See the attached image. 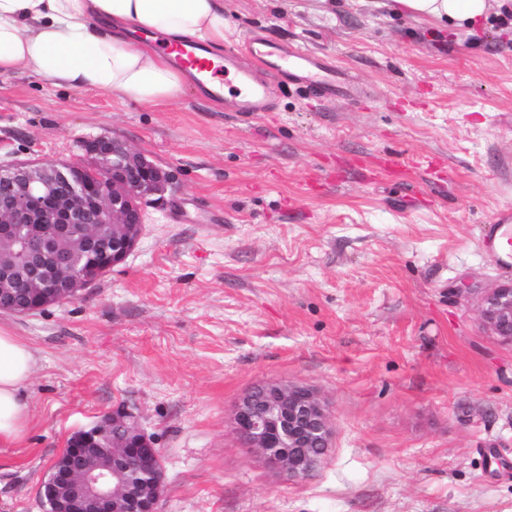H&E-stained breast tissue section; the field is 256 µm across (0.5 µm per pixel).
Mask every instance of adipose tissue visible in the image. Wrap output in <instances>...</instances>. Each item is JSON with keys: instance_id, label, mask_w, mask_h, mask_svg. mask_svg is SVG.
I'll use <instances>...</instances> for the list:
<instances>
[{"instance_id": "obj_1", "label": "adipose tissue", "mask_w": 512, "mask_h": 512, "mask_svg": "<svg viewBox=\"0 0 512 512\" xmlns=\"http://www.w3.org/2000/svg\"><path fill=\"white\" fill-rule=\"evenodd\" d=\"M499 0H393L396 12L445 28L488 17ZM230 30L224 0H0V74L22 72L56 86L109 91L144 105L178 102L188 74L134 43L136 33L190 38L221 48ZM37 357L0 328V444L22 442L25 389Z\"/></svg>"}]
</instances>
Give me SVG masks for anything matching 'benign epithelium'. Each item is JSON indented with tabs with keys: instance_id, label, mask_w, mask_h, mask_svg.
Wrapping results in <instances>:
<instances>
[{
	"instance_id": "1",
	"label": "benign epithelium",
	"mask_w": 512,
	"mask_h": 512,
	"mask_svg": "<svg viewBox=\"0 0 512 512\" xmlns=\"http://www.w3.org/2000/svg\"><path fill=\"white\" fill-rule=\"evenodd\" d=\"M82 148L95 157L93 180L73 164L0 166V256L20 262L47 249L58 253L47 278L26 284V300L19 301L13 286L0 285L1 313L22 315L51 297H74L101 272L80 271L68 258L96 249L101 239L112 244L109 267L124 262L145 223L142 204L162 196L170 183L167 171L120 140L100 135ZM478 311L488 335L512 346V283L485 291ZM116 423L126 425L125 436L106 448L101 440ZM231 428L266 466L294 480L315 474L332 448L328 401L302 383L269 379L254 385L236 402ZM70 441L65 463L40 485L52 512H158L164 482L156 465L159 449L133 412L106 414Z\"/></svg>"
}]
</instances>
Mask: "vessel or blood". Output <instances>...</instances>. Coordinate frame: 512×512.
I'll return each mask as SVG.
<instances>
[{
  "label": "vessel or blood",
  "instance_id": "obj_1",
  "mask_svg": "<svg viewBox=\"0 0 512 512\" xmlns=\"http://www.w3.org/2000/svg\"><path fill=\"white\" fill-rule=\"evenodd\" d=\"M163 49L181 68L201 75L211 97L230 96L243 112L270 111L273 92L269 82L258 81L256 76L239 66L236 48L227 47L220 61L190 40L169 42ZM251 54L254 64L267 68L271 79L284 75L299 79L323 98L354 93L353 88L341 82L333 65L300 48L260 38ZM484 243L497 267H512V211L501 213L494 224L488 225Z\"/></svg>",
  "mask_w": 512,
  "mask_h": 512
}]
</instances>
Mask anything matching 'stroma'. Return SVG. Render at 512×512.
I'll use <instances>...</instances> for the list:
<instances>
[{"instance_id": "1", "label": "stroma", "mask_w": 512, "mask_h": 512, "mask_svg": "<svg viewBox=\"0 0 512 512\" xmlns=\"http://www.w3.org/2000/svg\"><path fill=\"white\" fill-rule=\"evenodd\" d=\"M251 34L333 63L358 97L280 82L271 112L191 85L152 107L0 75V163H89L108 135L170 172L126 260L0 327L35 349L28 434L0 444V512L38 489L70 435L124 407L162 458L160 512H512V346L482 329L512 281L484 225L512 209V29L436 32L367 0H224ZM223 222H211L213 213ZM267 379L328 400L310 478L230 428Z\"/></svg>"}]
</instances>
